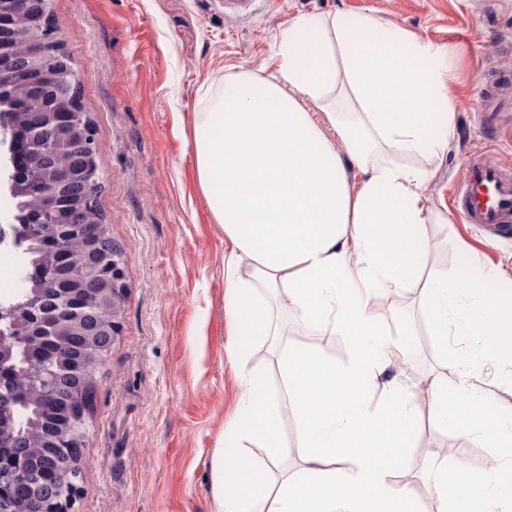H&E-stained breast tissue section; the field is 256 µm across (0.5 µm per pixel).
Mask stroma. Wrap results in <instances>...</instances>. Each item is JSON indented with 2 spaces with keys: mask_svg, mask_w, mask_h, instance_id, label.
<instances>
[{
  "mask_svg": "<svg viewBox=\"0 0 512 512\" xmlns=\"http://www.w3.org/2000/svg\"><path fill=\"white\" fill-rule=\"evenodd\" d=\"M52 10L99 130V205L122 249L128 286L121 334L97 384L73 512H215L211 457L243 382L228 351L227 245L201 198L190 144L207 89L238 73L275 74L281 35L303 14L372 15L431 44L456 45L448 84L456 136L432 161L435 175L426 187L431 207L444 212L470 157L512 173V0H256L254 13L238 15L225 14L224 0H52ZM481 87L499 101L491 127L474 109ZM427 231L434 243L430 267L501 269L504 277L488 287L500 297L512 293V230L455 217ZM402 295L387 324L396 327L397 316L409 314L419 333L408 359L392 358L387 377L419 392L430 374L453 383L452 359L466 353L481 389L512 405V369L455 338L440 356L417 289ZM275 315L282 344L346 364L344 336L296 331L286 310L276 308ZM450 438L456 461L473 473L496 453L423 415L402 460L404 472L418 476L419 512H430L436 501L430 465Z\"/></svg>",
  "mask_w": 512,
  "mask_h": 512,
  "instance_id": "obj_1",
  "label": "stroma"
}]
</instances>
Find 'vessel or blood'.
<instances>
[{
    "instance_id": "vessel-or-blood-1",
    "label": "vessel or blood",
    "mask_w": 512,
    "mask_h": 512,
    "mask_svg": "<svg viewBox=\"0 0 512 512\" xmlns=\"http://www.w3.org/2000/svg\"><path fill=\"white\" fill-rule=\"evenodd\" d=\"M451 200L463 223L497 227L511 223L512 175L482 157H471Z\"/></svg>"
}]
</instances>
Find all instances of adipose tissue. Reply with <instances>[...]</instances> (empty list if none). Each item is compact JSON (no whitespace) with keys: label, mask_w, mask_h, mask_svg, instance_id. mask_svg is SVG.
Here are the masks:
<instances>
[{"label":"adipose tissue","mask_w":512,"mask_h":512,"mask_svg":"<svg viewBox=\"0 0 512 512\" xmlns=\"http://www.w3.org/2000/svg\"><path fill=\"white\" fill-rule=\"evenodd\" d=\"M456 54L368 15H302L282 36L273 79L231 77L195 113L197 179L229 245L224 308L246 383L213 461L221 512H416L396 463L425 407L454 433L499 448L474 482L494 512H512V495L501 492L512 480V410L478 390L470 359L455 360V386L431 376L425 402L381 379L415 328L391 334L373 298L405 288L418 289L434 335L455 333L512 366V299L492 300L470 274L426 268V227L448 221L425 190L428 159L444 155L455 134L448 77ZM452 290L471 301L455 328ZM274 295L287 299L299 325L343 333L347 365L284 350V391H268L248 368L244 345L276 335ZM287 411L306 468L274 490L271 465L240 449L276 448ZM343 459L349 467H340Z\"/></svg>","instance_id":"obj_1"}]
</instances>
